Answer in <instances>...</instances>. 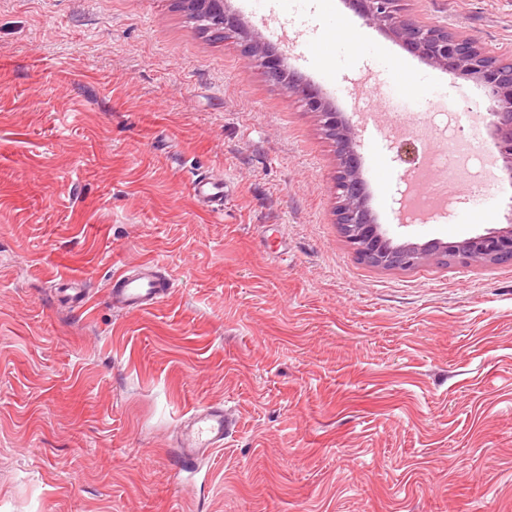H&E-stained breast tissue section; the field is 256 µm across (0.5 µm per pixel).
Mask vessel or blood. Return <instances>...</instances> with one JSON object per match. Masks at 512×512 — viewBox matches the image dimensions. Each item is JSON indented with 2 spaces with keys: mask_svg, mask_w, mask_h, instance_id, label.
I'll return each mask as SVG.
<instances>
[{
  "mask_svg": "<svg viewBox=\"0 0 512 512\" xmlns=\"http://www.w3.org/2000/svg\"><path fill=\"white\" fill-rule=\"evenodd\" d=\"M194 199L213 212L224 206V182L212 177H197L191 184ZM172 283L160 264L153 260L124 266L113 272L108 283V302L124 311H147L170 292ZM230 418L223 407L210 405L195 409L178 424L177 446L183 453H207L223 447Z\"/></svg>",
  "mask_w": 512,
  "mask_h": 512,
  "instance_id": "vessel-or-blood-1",
  "label": "vessel or blood"
}]
</instances>
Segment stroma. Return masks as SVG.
I'll list each match as a JSON object with an SVG mask.
<instances>
[{"label": "stroma", "mask_w": 512, "mask_h": 512, "mask_svg": "<svg viewBox=\"0 0 512 512\" xmlns=\"http://www.w3.org/2000/svg\"><path fill=\"white\" fill-rule=\"evenodd\" d=\"M512 59V0H404ZM288 73L360 126L370 206L394 243L512 219V179L399 221L409 158L481 88L354 20L343 0H227ZM407 91L429 135L360 98ZM337 161L313 112L175 0H0V512H512V265L360 262L336 224ZM221 173L224 210L193 176ZM155 260L154 310L107 300ZM82 282L66 302L58 284ZM220 404L224 445L185 458L181 418ZM107 288L113 309L147 311L170 293L172 282L158 262L147 260L112 272Z\"/></svg>", "instance_id": "1"}]
</instances>
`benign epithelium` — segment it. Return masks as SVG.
<instances>
[{
	"label": "benign epithelium",
	"instance_id": "7a95c632",
	"mask_svg": "<svg viewBox=\"0 0 512 512\" xmlns=\"http://www.w3.org/2000/svg\"><path fill=\"white\" fill-rule=\"evenodd\" d=\"M201 5L200 24L213 38L245 39L244 52L259 61L268 79L288 82L307 109L319 118L336 154L334 179L336 222L353 243L358 257L380 267H414L426 260L443 262L442 254H455L454 261L468 265L490 260L512 265V224L484 235L458 242L424 244L404 242L396 250L385 247V235L369 205L367 181L359 152V127L324 98L314 85L286 77L282 58L256 39H251L238 19L227 13L224 0H179ZM363 24L393 37L406 50L432 68L458 78L469 79L484 89L491 117L490 136L512 175V63L505 64L488 54L477 38L427 25L402 11L400 0H345Z\"/></svg>",
	"mask_w": 512,
	"mask_h": 512
}]
</instances>
